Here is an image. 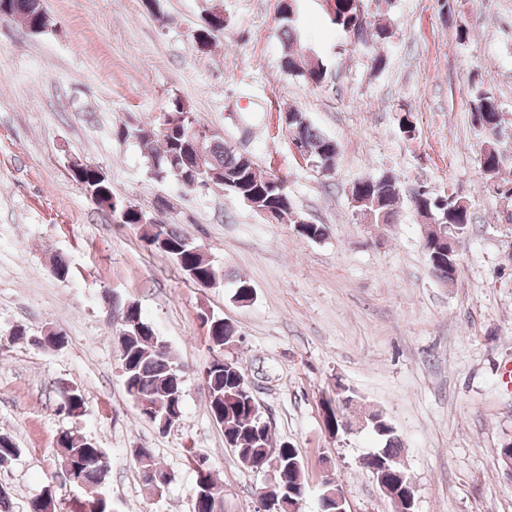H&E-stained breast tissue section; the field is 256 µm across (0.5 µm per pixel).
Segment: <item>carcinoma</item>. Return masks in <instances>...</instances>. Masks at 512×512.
Returning <instances> with one entry per match:
<instances>
[{
  "instance_id": "obj_1",
  "label": "carcinoma",
  "mask_w": 512,
  "mask_h": 512,
  "mask_svg": "<svg viewBox=\"0 0 512 512\" xmlns=\"http://www.w3.org/2000/svg\"><path fill=\"white\" fill-rule=\"evenodd\" d=\"M361 2L330 0V21L337 31L345 34L352 32L357 5ZM40 8L39 0H0V13L9 14L25 27L39 22ZM225 24L223 15L210 13L206 23L194 31L195 44L205 46L208 41L215 40ZM283 35L282 67L285 71L303 77L315 87L327 82L329 71L326 62L318 55H304L295 49L297 31L290 26L283 31ZM165 112L168 113L165 122L158 119L142 126H125L117 130L121 138H133L146 145L159 143V149L150 156V173L153 177L164 179L172 176L184 185L193 187L196 185L193 178L184 176L189 168L201 169L205 174L217 172L223 178L218 187H223V183L229 180L236 185L234 189L228 188L234 195L258 202L262 207H278L285 190V182L281 178L261 174L253 159L243 158V155L198 124L191 109L180 97L170 99ZM471 112L473 125L480 133L496 135L502 115L500 104L491 91L481 88L475 92ZM288 115L291 119L288 127L296 129L295 140L300 150L308 155V160L317 171H331L338 153L336 140L314 127L305 113L290 108ZM488 144L490 148L487 153L478 158L479 174L485 180L491 178L490 171L498 168L502 157L497 141L490 140ZM78 176L94 191V203L116 208L120 223L142 225L143 237L149 246H154L158 239L155 229L166 233L165 257L176 263L187 276L195 275L214 283L224 277L206 258L201 246L190 241L173 225L160 222L143 225L141 213L135 207L123 210V199L114 191L108 178L84 167L79 170ZM395 180L397 177L385 174L360 180L358 184L367 196L373 198L376 189L387 187ZM435 199L436 196L430 192H418L410 198V203L417 212L429 210L441 217L448 216L447 223L455 225L458 235L467 234L474 223L471 209L454 210L448 205L443 210L437 206ZM422 249L433 274L441 281L448 278V255L442 252V247L432 242L422 246ZM203 322L207 326L209 342L217 351L238 336L236 326L224 322L222 318L212 316L203 319ZM116 343L122 363L124 389L133 406H138L143 400L149 402L153 410L149 421L157 426L162 418L182 411L186 371L157 335L153 325L145 320L138 305L129 304ZM202 384L207 391L208 412L223 427L225 445L239 461L254 470L259 464L270 460V449L278 447L282 453L280 466L274 471V481L281 490L285 488L291 491L299 486L305 461L297 449L283 443L274 444L272 429L264 423L263 412L259 406L251 405L240 363L226 357L221 364L210 361L202 372ZM85 407L86 398L80 390L63 394L60 410L65 413L79 416ZM368 430L379 438L388 454L399 455L400 441L384 413L377 412ZM19 452L20 448L9 436L0 435V466L11 461ZM132 457L142 473L149 496H157L156 489L163 490L174 480L171 473L158 466L152 449L135 448ZM105 458L106 450L90 438L68 432L58 437L53 478L80 489L93 490L84 512H114L112 499L106 493L110 470ZM188 461L198 468L194 512H218L217 507L224 504V496L216 488L211 472L203 468L204 458L191 450ZM28 512H57L51 486L44 487L30 499Z\"/></svg>"
}]
</instances>
